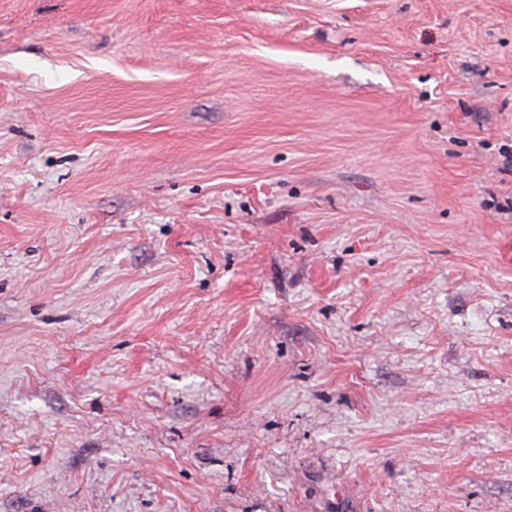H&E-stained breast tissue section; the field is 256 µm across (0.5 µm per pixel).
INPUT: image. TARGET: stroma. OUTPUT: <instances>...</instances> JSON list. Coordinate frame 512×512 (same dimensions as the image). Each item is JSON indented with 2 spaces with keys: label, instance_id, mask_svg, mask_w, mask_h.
Instances as JSON below:
<instances>
[{
  "label": "stroma",
  "instance_id": "1",
  "mask_svg": "<svg viewBox=\"0 0 512 512\" xmlns=\"http://www.w3.org/2000/svg\"><path fill=\"white\" fill-rule=\"evenodd\" d=\"M0 512H512V0H0Z\"/></svg>",
  "mask_w": 512,
  "mask_h": 512
}]
</instances>
